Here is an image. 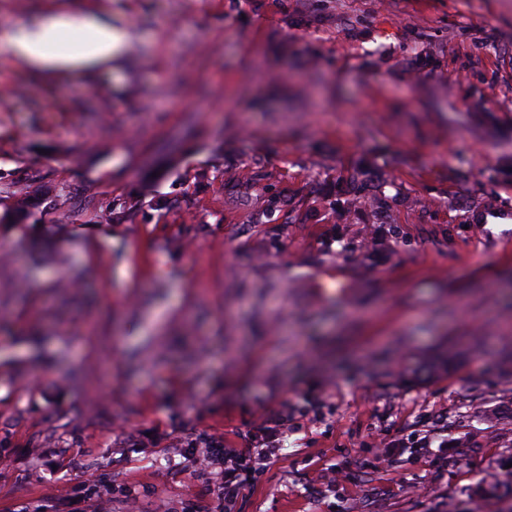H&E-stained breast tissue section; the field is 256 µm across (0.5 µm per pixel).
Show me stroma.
Instances as JSON below:
<instances>
[{"label":"stroma","instance_id":"35a3bbf8","mask_svg":"<svg viewBox=\"0 0 512 512\" xmlns=\"http://www.w3.org/2000/svg\"><path fill=\"white\" fill-rule=\"evenodd\" d=\"M95 7L121 66H14ZM0 174V512H220L285 400L232 512H512V0H0ZM142 204L141 199L133 197L113 198L101 204L95 217L100 219L102 223L121 224ZM311 286L318 294L324 293L329 288H336V296L344 299L348 298L352 289L339 265L329 266L319 271L313 277ZM291 420L288 401H284L277 412L265 416L248 435L246 448H228L225 435L219 439L209 438L205 443L207 459L224 464L221 487L225 512H231L241 490L255 479L256 474L281 455Z\"/></svg>","mask_w":512,"mask_h":512}]
</instances>
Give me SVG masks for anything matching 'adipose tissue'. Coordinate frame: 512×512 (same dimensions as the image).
Instances as JSON below:
<instances>
[{
    "label": "adipose tissue",
    "mask_w": 512,
    "mask_h": 512,
    "mask_svg": "<svg viewBox=\"0 0 512 512\" xmlns=\"http://www.w3.org/2000/svg\"><path fill=\"white\" fill-rule=\"evenodd\" d=\"M75 29L80 40L69 41ZM131 40L127 29L102 23L90 13H63L11 29L6 44L14 64L44 78L71 77L120 59Z\"/></svg>",
    "instance_id": "adipose-tissue-1"
}]
</instances>
